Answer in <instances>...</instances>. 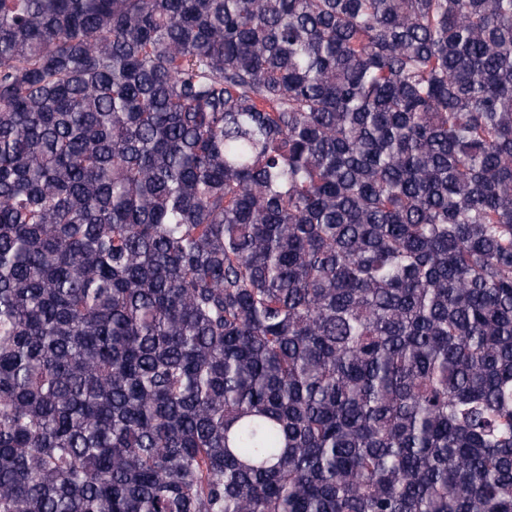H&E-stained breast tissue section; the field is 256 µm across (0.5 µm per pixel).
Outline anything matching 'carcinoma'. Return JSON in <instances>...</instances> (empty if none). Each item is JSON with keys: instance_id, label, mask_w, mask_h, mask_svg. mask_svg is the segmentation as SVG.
Segmentation results:
<instances>
[{"instance_id": "cac0c4a2", "label": "carcinoma", "mask_w": 512, "mask_h": 512, "mask_svg": "<svg viewBox=\"0 0 512 512\" xmlns=\"http://www.w3.org/2000/svg\"><path fill=\"white\" fill-rule=\"evenodd\" d=\"M0 512H512V0H0Z\"/></svg>"}]
</instances>
